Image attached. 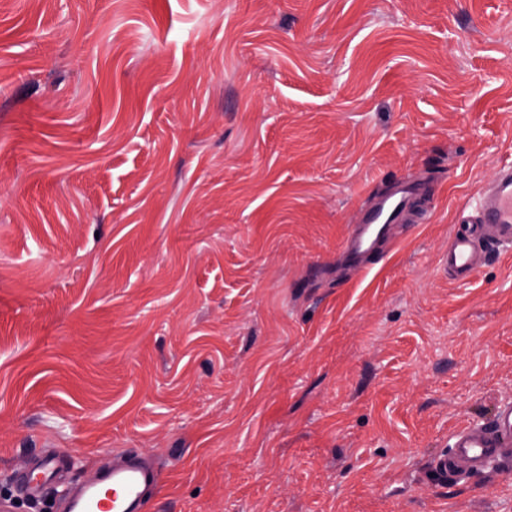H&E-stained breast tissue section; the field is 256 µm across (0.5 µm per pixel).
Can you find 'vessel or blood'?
I'll return each instance as SVG.
<instances>
[{
  "label": "vessel or blood",
  "mask_w": 512,
  "mask_h": 512,
  "mask_svg": "<svg viewBox=\"0 0 512 512\" xmlns=\"http://www.w3.org/2000/svg\"><path fill=\"white\" fill-rule=\"evenodd\" d=\"M418 193L415 182L400 179L373 196L358 209L343 252L357 261L392 241L393 227L407 221ZM493 251H512V164L503 166L484 187L473 210L459 213L442 268L466 282ZM75 461L71 449L55 448L13 471L12 481L34 501L58 491L62 512H143L146 493L160 480L156 465L134 448L114 450L111 464L97 468L80 483H65L63 474ZM511 461L512 401H507L497 407L489 423L462 426L435 464L445 475L463 478Z\"/></svg>",
  "instance_id": "obj_1"
}]
</instances>
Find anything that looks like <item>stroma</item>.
<instances>
[{
	"instance_id": "35a3bbf8",
	"label": "stroma",
	"mask_w": 512,
	"mask_h": 512,
	"mask_svg": "<svg viewBox=\"0 0 512 512\" xmlns=\"http://www.w3.org/2000/svg\"><path fill=\"white\" fill-rule=\"evenodd\" d=\"M512 162V0H0V498L138 448L144 512H512L435 457L512 401V254L440 266ZM411 177L427 221L336 253Z\"/></svg>"
}]
</instances>
